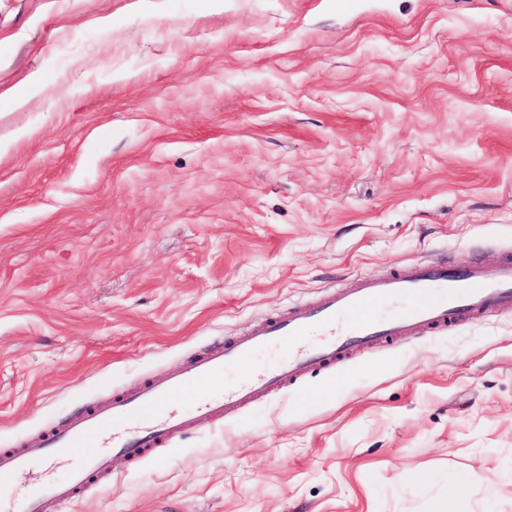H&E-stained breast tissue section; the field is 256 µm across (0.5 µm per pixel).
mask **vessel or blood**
<instances>
[{"label":"vessel or blood","mask_w":512,"mask_h":512,"mask_svg":"<svg viewBox=\"0 0 512 512\" xmlns=\"http://www.w3.org/2000/svg\"><path fill=\"white\" fill-rule=\"evenodd\" d=\"M383 306L388 314H380ZM511 308L510 257L491 270L475 262L464 268L447 261L414 264L330 292L316 306L289 309L261 329L193 357L173 376L87 409L34 447L1 450L0 512H64L89 478L108 472L114 460L138 459L194 423L233 415L257 393L281 390L308 371L344 362L359 348L442 330L479 311ZM271 347L283 349L284 358L272 368L253 366L255 356ZM244 365L250 368L245 379L222 384L225 372ZM173 397L180 398V406L166 408ZM60 455L73 459L65 479L20 491L19 481L33 460L48 466Z\"/></svg>","instance_id":"obj_1"}]
</instances>
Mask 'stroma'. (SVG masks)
<instances>
[{
    "label": "stroma",
    "mask_w": 512,
    "mask_h": 512,
    "mask_svg": "<svg viewBox=\"0 0 512 512\" xmlns=\"http://www.w3.org/2000/svg\"><path fill=\"white\" fill-rule=\"evenodd\" d=\"M8 90L1 449L333 288L512 253V0H0ZM66 512H512V309L313 371Z\"/></svg>",
    "instance_id": "1"
}]
</instances>
